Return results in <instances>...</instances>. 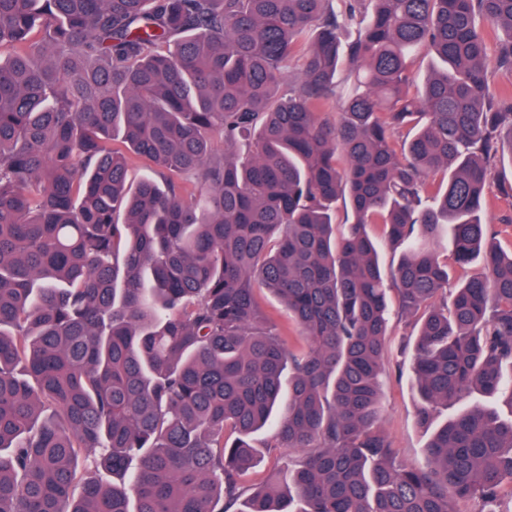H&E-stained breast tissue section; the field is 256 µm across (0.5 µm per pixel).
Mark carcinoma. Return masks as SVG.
I'll use <instances>...</instances> for the list:
<instances>
[{
  "instance_id": "obj_1",
  "label": "carcinoma",
  "mask_w": 512,
  "mask_h": 512,
  "mask_svg": "<svg viewBox=\"0 0 512 512\" xmlns=\"http://www.w3.org/2000/svg\"><path fill=\"white\" fill-rule=\"evenodd\" d=\"M490 28L512 72V0H0V512H495L512 418L470 404L420 467L380 425L394 319L420 424L473 392L512 409ZM445 240L480 267L451 290ZM271 420L296 455L252 488ZM487 197L489 208L483 215L487 222L499 224L502 219L512 216V198L499 196L493 184L487 188ZM256 298L277 330L281 334L285 343L292 349L304 347L306 341L300 334L299 326L288 318L284 306L261 284H256Z\"/></svg>"
}]
</instances>
